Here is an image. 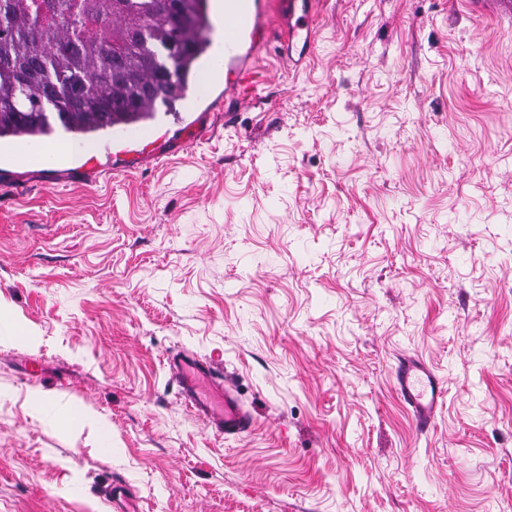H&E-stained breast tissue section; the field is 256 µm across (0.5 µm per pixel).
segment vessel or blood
Listing matches in <instances>:
<instances>
[{
  "mask_svg": "<svg viewBox=\"0 0 512 512\" xmlns=\"http://www.w3.org/2000/svg\"><path fill=\"white\" fill-rule=\"evenodd\" d=\"M284 25L276 42L284 46L288 58L306 59L315 42L316 0H278ZM269 0H224L225 97L250 102L262 78L255 62L265 45ZM179 394L195 414L209 417L218 435L238 437L252 428V419L243 409L233 385L222 372L196 353L182 350L167 358ZM397 394L409 409L417 427L428 431L436 421L446 390L435 372L416 356H403L394 368ZM111 512H140L137 499L124 484H109L103 495Z\"/></svg>",
  "mask_w": 512,
  "mask_h": 512,
  "instance_id": "obj_1",
  "label": "vessel or blood"
}]
</instances>
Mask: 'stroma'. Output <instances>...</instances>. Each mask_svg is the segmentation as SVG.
I'll return each instance as SVG.
<instances>
[{
	"mask_svg": "<svg viewBox=\"0 0 512 512\" xmlns=\"http://www.w3.org/2000/svg\"><path fill=\"white\" fill-rule=\"evenodd\" d=\"M60 152L0 151V512H512V0H323L313 54L262 56ZM214 360L254 429L170 381ZM402 354L446 387L434 428ZM49 396L34 414V395ZM90 407L112 453L57 411ZM171 376L177 379L179 394L184 403L195 414L211 419L219 436L238 437L252 428V419L243 409L231 383L224 381V375L211 363L202 360L196 353L181 350L167 357ZM191 367L199 377L205 379L211 388L221 395L224 405L220 413L211 411L208 402L203 400L195 384L186 380L184 371ZM394 385L417 427L422 432L432 428L446 396L435 372L419 357L402 356L394 368ZM103 503L114 512H140L137 499L130 497L126 492V485L120 482H111L106 493L102 494ZM111 510V512H112Z\"/></svg>",
	"mask_w": 512,
	"mask_h": 512,
	"instance_id": "1",
	"label": "stroma"
}]
</instances>
